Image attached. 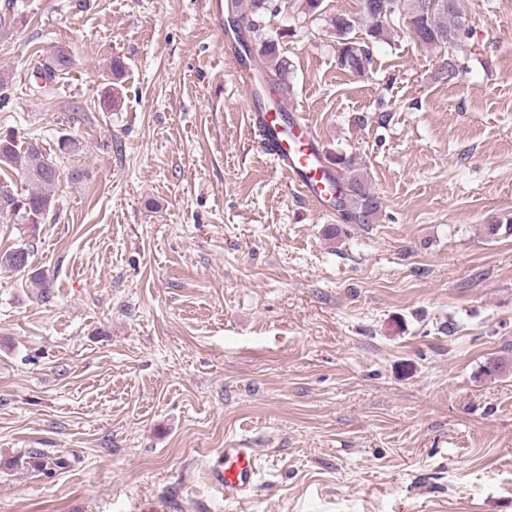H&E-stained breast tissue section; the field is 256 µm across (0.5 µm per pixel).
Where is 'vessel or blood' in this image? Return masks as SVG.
<instances>
[{"label": "vessel or blood", "instance_id": "vessel-or-blood-1", "mask_svg": "<svg viewBox=\"0 0 512 512\" xmlns=\"http://www.w3.org/2000/svg\"><path fill=\"white\" fill-rule=\"evenodd\" d=\"M224 53L231 62L233 76L247 93L250 123L276 168L325 214H333L327 190L336 179L323 156L325 148L308 120L296 107L278 112L268 106V94L252 69L251 61L239 47L236 32L225 31ZM259 457L251 448H227L210 466V482L226 499L243 500L257 487Z\"/></svg>", "mask_w": 512, "mask_h": 512}]
</instances>
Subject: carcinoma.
I'll list each match as a JSON object with an SVG mask.
<instances>
[{
	"label": "carcinoma",
	"instance_id": "carcinoma-1",
	"mask_svg": "<svg viewBox=\"0 0 512 512\" xmlns=\"http://www.w3.org/2000/svg\"><path fill=\"white\" fill-rule=\"evenodd\" d=\"M469 0H360L361 19L366 25V38L358 41L350 34L356 20L343 13L325 15L323 0H247L246 29L249 36L241 39L243 50L255 61V69L264 87L275 91L285 84L290 64L279 51V40L293 38L297 28L269 34L267 23L284 9L305 20L324 18L338 45L339 66L362 76L372 65L371 45L408 32L423 47L455 50L471 32ZM328 160L336 169L333 204L349 224H372L382 210V203L365 182L356 157L343 152L329 153ZM15 170L25 180L22 192L0 199V221L27 224L32 230L45 223L55 209L54 189L61 172L56 156L36 139H23L13 130L0 131V173ZM31 251L15 247L0 252V268L17 273L30 271ZM29 465L45 474L63 468L66 460L51 458L40 450L28 453Z\"/></svg>",
	"mask_w": 512,
	"mask_h": 512
}]
</instances>
